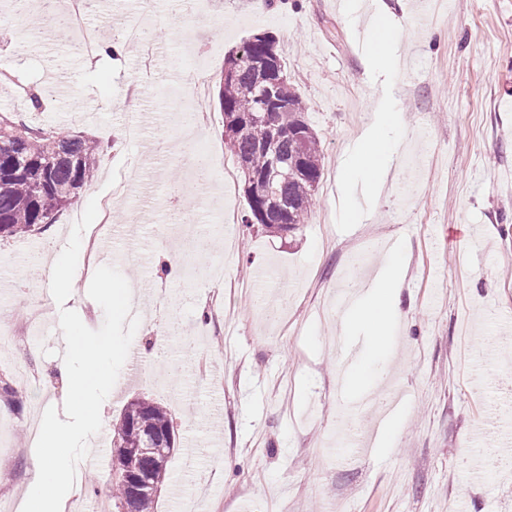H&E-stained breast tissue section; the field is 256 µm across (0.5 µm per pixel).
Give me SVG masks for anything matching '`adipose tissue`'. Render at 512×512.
Wrapping results in <instances>:
<instances>
[{
	"mask_svg": "<svg viewBox=\"0 0 512 512\" xmlns=\"http://www.w3.org/2000/svg\"><path fill=\"white\" fill-rule=\"evenodd\" d=\"M396 124L392 113L381 114L373 131L366 133L359 146L348 154L340 165V175L349 186H378L387 179L391 164L397 154V144L390 131ZM403 280V260L390 256L383 276L376 287L350 305L344 315L343 333H350L352 325L368 332L371 342L367 347L369 357H376L392 348L391 328L398 315L400 290ZM74 358L59 361L55 375L65 387L72 405L84 413L89 421V432H96L104 425L96 400L88 393L99 380L112 375V363L120 352L105 340H92L80 334L70 336ZM91 360V367L79 370L75 360ZM41 452L35 459L34 477L19 503L20 512H64V502L59 495L62 487L72 485L76 476L72 469L59 467L60 459L71 452L68 434L44 424L38 441Z\"/></svg>",
	"mask_w": 512,
	"mask_h": 512,
	"instance_id": "1",
	"label": "adipose tissue"
}]
</instances>
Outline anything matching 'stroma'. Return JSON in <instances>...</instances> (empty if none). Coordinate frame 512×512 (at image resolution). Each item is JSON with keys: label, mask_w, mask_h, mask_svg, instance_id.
Listing matches in <instances>:
<instances>
[{"label": "stroma", "mask_w": 512, "mask_h": 512, "mask_svg": "<svg viewBox=\"0 0 512 512\" xmlns=\"http://www.w3.org/2000/svg\"><path fill=\"white\" fill-rule=\"evenodd\" d=\"M400 17L423 7L430 35L408 27L384 62L357 50L358 29L336 0H284L258 11L254 0H91L89 26L104 41L124 40L114 19L150 28L157 48L153 85L128 101L126 81L139 56L85 57L70 40L47 34L24 56L29 9L0 0V114L32 127L96 138L97 176L52 224L24 237L0 238V275L13 290L0 296V380L20 396L0 412V512H16L33 474V439L56 417L72 435V468L100 453L97 469L67 496L94 512L89 481L112 476L110 440L89 437L63 405L53 368L70 357L67 330L83 321L91 337H111L121 350L153 346L155 362L129 381L127 360L112 368L101 392L109 421L146 397L169 408L176 447L169 481L155 512H512V112L500 97L512 88V0H385ZM273 35L300 92L305 118L323 146L325 174L299 230L270 234L236 223L225 238L221 198L231 192L236 216L246 210L240 183L223 184L213 167L206 190L183 163L191 151L227 154L224 114L215 96L224 59L243 39ZM202 75L209 121L184 140L185 89ZM66 86V98L33 108L18 85ZM401 116L392 173L361 198V223H349L340 162L373 114ZM190 215L192 234L218 241L193 256L189 280L168 281L158 255ZM111 233L114 259L98 261L70 295L38 279L29 245L44 259ZM391 240L407 258L401 292L405 325H394L387 375L369 396L404 386L399 429L381 450L325 449L350 420L368 429L375 414L351 407L337 381L347 364L337 354L341 297L364 285L366 269L386 262L371 241ZM129 283L136 295L111 314L106 287ZM498 459L492 479L471 483L473 468Z\"/></svg>", "instance_id": "obj_1"}]
</instances>
